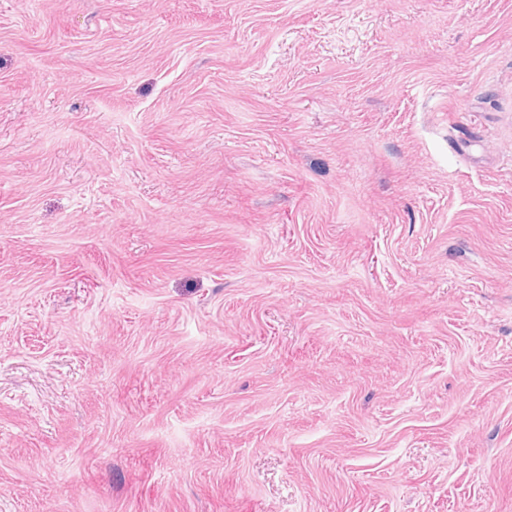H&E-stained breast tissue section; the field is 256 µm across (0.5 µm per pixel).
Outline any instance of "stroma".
<instances>
[{"mask_svg":"<svg viewBox=\"0 0 512 512\" xmlns=\"http://www.w3.org/2000/svg\"><path fill=\"white\" fill-rule=\"evenodd\" d=\"M0 512H512V0H0Z\"/></svg>","mask_w":512,"mask_h":512,"instance_id":"35a3bbf8","label":"stroma"}]
</instances>
